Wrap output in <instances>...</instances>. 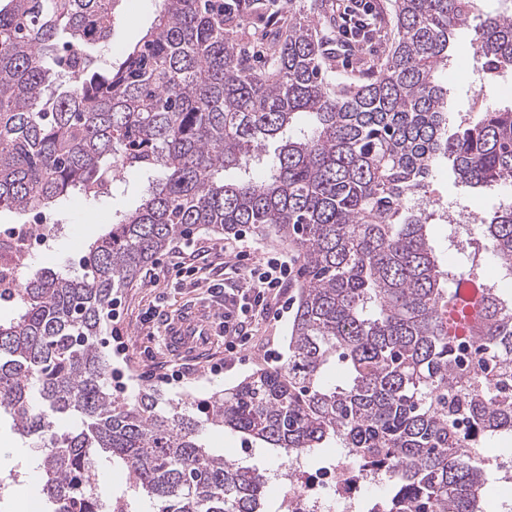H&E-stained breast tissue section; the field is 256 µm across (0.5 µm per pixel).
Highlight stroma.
I'll use <instances>...</instances> for the list:
<instances>
[{"instance_id":"obj_1","label":"stroma","mask_w":512,"mask_h":512,"mask_svg":"<svg viewBox=\"0 0 512 512\" xmlns=\"http://www.w3.org/2000/svg\"><path fill=\"white\" fill-rule=\"evenodd\" d=\"M157 0H121L117 8V20L112 41L102 53L117 58L133 47L152 26L156 16ZM473 30H465L457 36V54L467 60V72L458 79L451 90L448 109L452 112L473 111L476 97H483L485 104L494 107L512 106V92L502 93L501 78L489 77L482 68L479 56L474 55L471 43ZM126 188L123 192L97 200L82 196L67 199L60 207L64 232L55 251L37 256L32 269L59 268L80 271L86 257L88 242L110 226L116 213L136 207L144 177L136 171L124 176ZM171 253H163L155 262L165 271L158 286H151L148 273H141L127 288L119 292L120 314L118 322L104 320L99 343L103 350H111L113 328H120L127 345L126 359H113V367H124V379H110L109 388L116 401L132 402L145 389L158 390L165 398L178 400L204 399L215 391L237 384L244 376L256 369L279 364L284 352L293 314L283 313L281 318L268 319L263 323L252 344L241 349L239 360L233 369L215 374L206 367L209 361H220L224 357V339L216 337L206 355L182 359L183 368L191 375L180 384H169L159 377L170 359L160 335L154 334L152 325L141 324L144 313L153 306H162L165 313L173 314L195 304L213 307L215 299L206 289L193 288L188 278L179 276L172 269Z\"/></svg>"}]
</instances>
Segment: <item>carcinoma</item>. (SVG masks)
Here are the masks:
<instances>
[{"mask_svg":"<svg viewBox=\"0 0 512 512\" xmlns=\"http://www.w3.org/2000/svg\"><path fill=\"white\" fill-rule=\"evenodd\" d=\"M118 0L0 4V213L56 209L148 177L140 203L89 246L83 272L0 288V415L36 445L48 512H137L102 490L122 463L155 512H270L258 459L345 448L389 477L366 512H488L490 442L512 444V290L448 227L439 262L428 194L446 163L462 186L512 185V109L448 112L438 73L477 0H393L347 39L323 0H158L118 62ZM483 14L474 51L512 71V0ZM265 163L268 177L249 171ZM239 171L228 180L225 172ZM252 226L291 241L302 278L288 351L204 400L117 406L97 342L114 294L177 237ZM512 281V203L477 218ZM342 369L340 383L326 380ZM74 416L79 428L59 432ZM222 427L253 463L207 447Z\"/></svg>","mask_w":512,"mask_h":512,"instance_id":"obj_1","label":"carcinoma"}]
</instances>
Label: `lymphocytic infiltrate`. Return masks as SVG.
<instances>
[{"mask_svg": "<svg viewBox=\"0 0 512 512\" xmlns=\"http://www.w3.org/2000/svg\"><path fill=\"white\" fill-rule=\"evenodd\" d=\"M178 254L179 270L190 277L200 273V263L209 255H221L232 261L230 270L238 283L224 291L223 366L233 368L240 350L257 335L270 313L288 308L287 285L299 274L297 261L290 255L252 257L247 232L243 229L204 250L197 248L194 240H186Z\"/></svg>", "mask_w": 512, "mask_h": 512, "instance_id": "f902f5d3", "label": "lymphocytic infiltrate"}]
</instances>
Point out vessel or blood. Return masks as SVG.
Segmentation results:
<instances>
[{"label": "vessel or blood", "instance_id": "1", "mask_svg": "<svg viewBox=\"0 0 512 512\" xmlns=\"http://www.w3.org/2000/svg\"><path fill=\"white\" fill-rule=\"evenodd\" d=\"M221 313L213 308L192 307L168 319L163 326L167 351L193 354L208 346L220 331Z\"/></svg>", "mask_w": 512, "mask_h": 512}]
</instances>
